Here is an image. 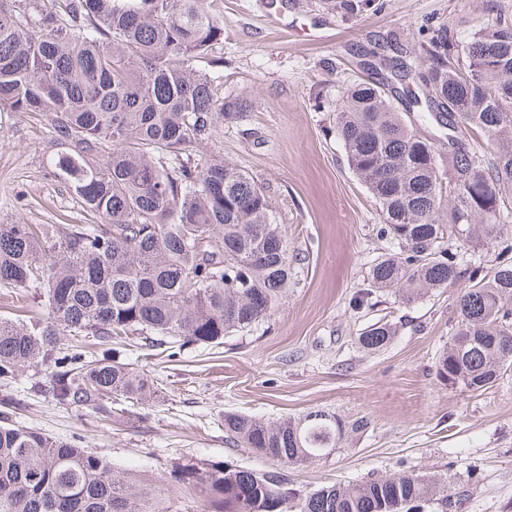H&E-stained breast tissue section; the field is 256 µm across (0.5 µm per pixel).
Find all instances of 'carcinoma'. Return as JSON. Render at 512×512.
<instances>
[{
  "instance_id": "cac0c4a2",
  "label": "carcinoma",
  "mask_w": 512,
  "mask_h": 512,
  "mask_svg": "<svg viewBox=\"0 0 512 512\" xmlns=\"http://www.w3.org/2000/svg\"><path fill=\"white\" fill-rule=\"evenodd\" d=\"M371 0H322L344 18ZM224 29L209 0H0V106L52 117L46 167L90 224H0V288L43 290L45 312L0 318V383L54 363L49 393L66 407L105 414L149 402L154 380L113 355L130 336L173 348L222 344L271 315L294 276L266 188L232 163L186 152L245 104L198 65ZM377 74L400 85L352 82L336 131L354 174L375 199L395 252L377 258L369 286L405 301L446 288L463 269L450 242L497 251L491 271L468 272L458 296L460 336L437 362L451 384L483 391L512 366V19L468 36L427 29ZM408 93L424 119L448 130V154L396 107ZM480 133L494 156L460 139ZM479 186L473 195L470 188ZM261 252L260 262L251 261ZM72 339L61 352L59 337ZM94 337L100 352L87 355ZM390 325L359 336L377 351ZM368 426L324 410L264 422L224 415L234 445L276 466L175 462L171 481L204 512H450L448 483L403 472L302 492L288 468L329 456ZM164 489L79 445L0 415V512H168Z\"/></svg>"
}]
</instances>
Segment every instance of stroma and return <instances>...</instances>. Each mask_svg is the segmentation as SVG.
Returning a JSON list of instances; mask_svg holds the SVG:
<instances>
[{
	"label": "stroma",
	"mask_w": 512,
	"mask_h": 512,
	"mask_svg": "<svg viewBox=\"0 0 512 512\" xmlns=\"http://www.w3.org/2000/svg\"><path fill=\"white\" fill-rule=\"evenodd\" d=\"M383 3L343 18L321 0H211L224 27L209 51L224 60L221 91L246 99L248 110L193 153L222 155L267 187L297 256L291 286L265 321L220 345L189 344L171 358L127 340L128 361L153 378L157 393L109 418L56 404L50 367L20 370L10 386L0 385V399L9 394L18 404L16 425L75 441L164 484L169 512H202V502L167 482L170 462L270 466L227 440L225 413L276 421L323 409L369 426L332 455L293 468L298 486L312 491L413 471L448 478L461 495L456 512H512V367L480 392L437 378L439 355L460 329L461 284L411 303L391 292L362 298L369 268L389 243L334 131L345 84L372 76L361 59L375 36L413 42L422 26L446 21L467 35L497 15L512 18V0ZM321 27L327 38L312 39ZM50 123L45 113L0 107L1 224L86 221L45 168ZM379 321L395 334L384 349L365 351L358 337Z\"/></svg>",
	"instance_id": "obj_1"
}]
</instances>
